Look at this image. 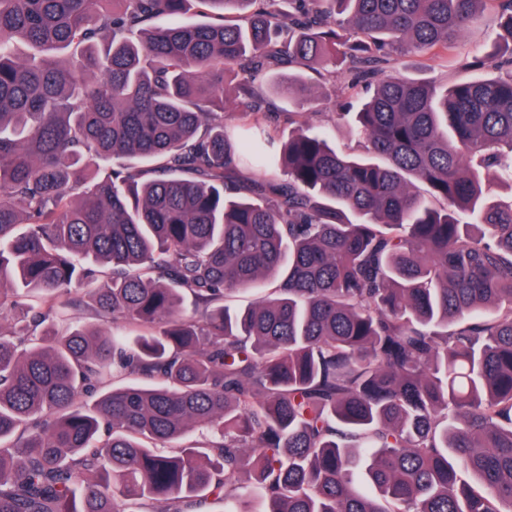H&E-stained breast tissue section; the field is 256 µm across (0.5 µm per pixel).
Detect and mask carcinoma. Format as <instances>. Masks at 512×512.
<instances>
[{"label": "carcinoma", "mask_w": 512, "mask_h": 512, "mask_svg": "<svg viewBox=\"0 0 512 512\" xmlns=\"http://www.w3.org/2000/svg\"><path fill=\"white\" fill-rule=\"evenodd\" d=\"M488 8L0 0V512H512V47L388 74ZM320 70L376 81L356 154L280 134ZM77 291L132 336L59 331Z\"/></svg>", "instance_id": "cac0c4a2"}]
</instances>
